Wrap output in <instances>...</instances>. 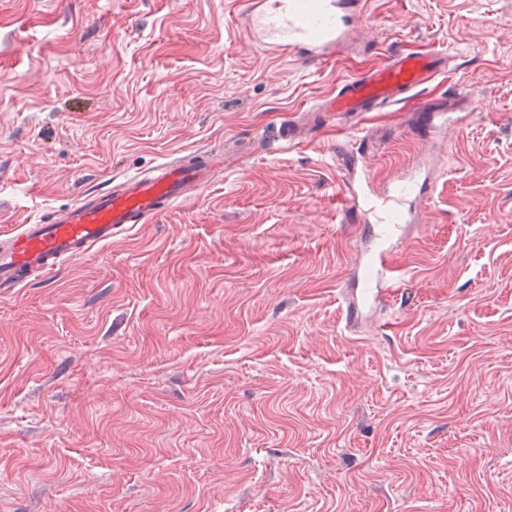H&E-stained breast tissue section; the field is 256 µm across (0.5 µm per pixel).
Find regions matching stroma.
Wrapping results in <instances>:
<instances>
[{
    "label": "stroma",
    "instance_id": "obj_1",
    "mask_svg": "<svg viewBox=\"0 0 512 512\" xmlns=\"http://www.w3.org/2000/svg\"><path fill=\"white\" fill-rule=\"evenodd\" d=\"M245 0H0V227L210 146L198 199L0 291V512H512V0H368L307 68L245 38ZM392 49L452 58L375 112L377 186L434 183L385 307L346 326L372 227L343 221L348 122L264 143Z\"/></svg>",
    "mask_w": 512,
    "mask_h": 512
}]
</instances>
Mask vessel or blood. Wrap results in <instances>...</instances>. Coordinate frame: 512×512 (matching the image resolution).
<instances>
[{
	"label": "vessel or blood",
	"mask_w": 512,
	"mask_h": 512,
	"mask_svg": "<svg viewBox=\"0 0 512 512\" xmlns=\"http://www.w3.org/2000/svg\"><path fill=\"white\" fill-rule=\"evenodd\" d=\"M365 22L366 0H247L243 13L244 30L261 52L290 55L314 68L340 61ZM447 72L444 54L395 50L383 63L344 80L314 109L358 123L369 113L397 105L411 109L418 94ZM349 156L346 150L336 154L349 186L345 217L351 223L372 224L376 240L369 278L343 297L347 321L355 326L362 320L364 303L384 300L387 288L404 275L394 262L393 247L412 223V202L425 190L427 179L406 172L387 191L377 192L369 160L352 164ZM223 172V155L198 149L85 194L38 223L0 230V288L23 287L35 274L51 277L68 260L110 244L177 204L196 200Z\"/></svg>",
	"instance_id": "vessel-or-blood-1"
}]
</instances>
